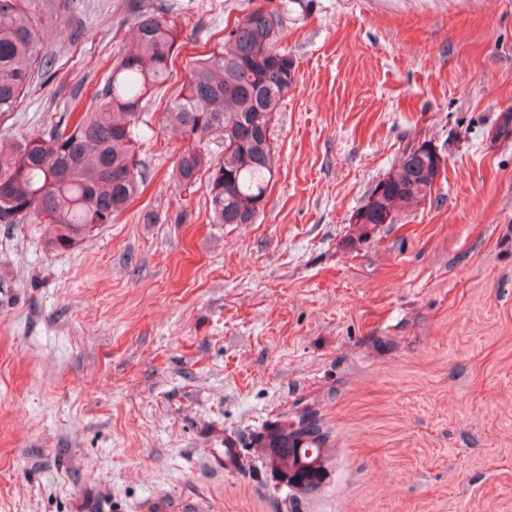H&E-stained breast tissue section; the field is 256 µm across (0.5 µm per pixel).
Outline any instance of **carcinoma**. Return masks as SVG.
Here are the masks:
<instances>
[{
    "label": "carcinoma",
    "mask_w": 512,
    "mask_h": 512,
    "mask_svg": "<svg viewBox=\"0 0 512 512\" xmlns=\"http://www.w3.org/2000/svg\"><path fill=\"white\" fill-rule=\"evenodd\" d=\"M68 9L70 0H0V117L18 108L34 80L53 74L57 53L43 33ZM133 13L134 37L89 101L74 102L48 133L24 136L12 151H0V224L52 225L50 252L78 247L145 188L143 110L172 73L180 23L170 5L157 12L137 4ZM281 35L275 9H256L225 26L216 46L189 62L179 95L162 113L171 138L193 143L178 156L175 184L190 192L200 173H208L214 224H253L262 212L254 202L265 197L276 167L270 126L295 80ZM216 136L224 139L217 162L205 148ZM436 180L428 153H405L403 164L376 185L380 199L367 200L353 223H396L399 209L425 200ZM247 439L255 449L254 477L290 512H297L290 481L311 492L329 482L328 433L316 413L291 421L285 415Z\"/></svg>",
    "instance_id": "1"
}]
</instances>
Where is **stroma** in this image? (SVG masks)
I'll use <instances>...</instances> for the list:
<instances>
[{"mask_svg": "<svg viewBox=\"0 0 512 512\" xmlns=\"http://www.w3.org/2000/svg\"><path fill=\"white\" fill-rule=\"evenodd\" d=\"M150 101L144 193L75 249L0 224V512H285L236 437L313 410L332 476L305 512H512V0H273L295 83L253 224L179 193L159 114L226 21L265 0H177ZM127 0H74L64 50L0 117V145L62 120L132 38ZM430 198L360 232L406 151Z\"/></svg>", "mask_w": 512, "mask_h": 512, "instance_id": "1", "label": "stroma"}]
</instances>
